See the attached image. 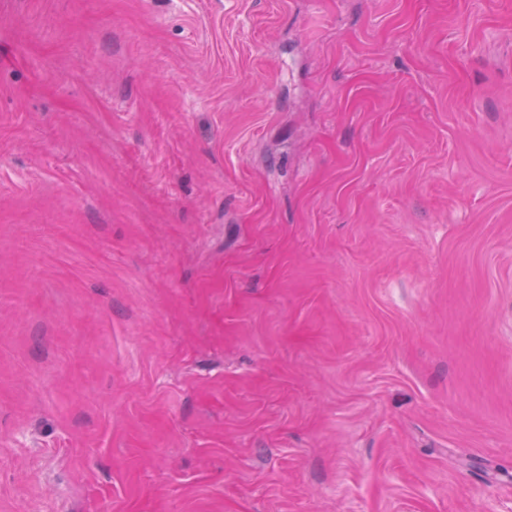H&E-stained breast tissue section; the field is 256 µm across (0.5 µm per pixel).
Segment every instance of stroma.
<instances>
[{"instance_id": "35a3bbf8", "label": "stroma", "mask_w": 512, "mask_h": 512, "mask_svg": "<svg viewBox=\"0 0 512 512\" xmlns=\"http://www.w3.org/2000/svg\"><path fill=\"white\" fill-rule=\"evenodd\" d=\"M0 512H512V0H0Z\"/></svg>"}]
</instances>
